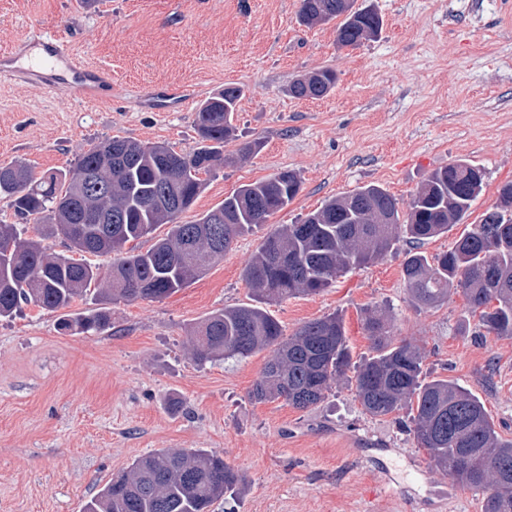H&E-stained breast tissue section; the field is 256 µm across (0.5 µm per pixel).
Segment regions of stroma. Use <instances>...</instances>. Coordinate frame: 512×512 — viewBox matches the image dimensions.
<instances>
[{
    "label": "stroma",
    "instance_id": "stroma-1",
    "mask_svg": "<svg viewBox=\"0 0 512 512\" xmlns=\"http://www.w3.org/2000/svg\"><path fill=\"white\" fill-rule=\"evenodd\" d=\"M356 4L383 28L350 49L337 45L335 23L300 25V0H0V53L41 30L112 71V98L98 103L0 76V162L65 169L109 137L189 150L199 104L233 84L243 90L237 137L181 222L280 170L302 181L288 207L187 287L113 302L111 331L69 335L32 306L0 320V512H82L113 474L159 448H211L246 476L213 512H483L485 492L454 483L417 448L409 411L367 414L352 376L301 410L251 399L265 354L200 366L187 351L208 313L248 303L242 270L278 225L369 184L408 212L434 169L466 160L485 179L460 224L418 246L400 236L379 262L268 310L288 336L341 314L356 362L371 347L366 314L384 312L428 376L478 395L512 439V337L478 335L456 290L417 306L402 277L409 251H447L512 181V0ZM325 68L336 73L327 96L289 94ZM254 138L262 150L236 161Z\"/></svg>",
    "mask_w": 512,
    "mask_h": 512
}]
</instances>
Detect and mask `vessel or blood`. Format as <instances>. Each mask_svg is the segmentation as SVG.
<instances>
[{"label":"vessel or blood","mask_w":512,"mask_h":512,"mask_svg":"<svg viewBox=\"0 0 512 512\" xmlns=\"http://www.w3.org/2000/svg\"><path fill=\"white\" fill-rule=\"evenodd\" d=\"M0 72L23 83L49 89L65 87L84 102L112 96V76L103 69L78 65L57 36L35 34L29 43L0 57Z\"/></svg>","instance_id":"1"}]
</instances>
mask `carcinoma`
<instances>
[{"instance_id":"obj_1","label":"carcinoma","mask_w":512,"mask_h":512,"mask_svg":"<svg viewBox=\"0 0 512 512\" xmlns=\"http://www.w3.org/2000/svg\"><path fill=\"white\" fill-rule=\"evenodd\" d=\"M341 19L336 41L355 48L382 28L378 13L352 8V0H301L299 21L307 27ZM336 74L322 69L296 80V98L319 99L335 86ZM243 96L235 85L206 98L196 115V147L178 153L164 143L105 139L78 156L72 167L47 171L39 179L22 161L0 164V196L14 215L43 226L41 235L71 227V252L57 255L25 229L0 221V319L24 305L63 311L59 327L88 333L112 328L108 304L163 299L187 286L224 257L233 240L283 210L301 180L293 170L244 184L198 219L179 217L224 164V141L235 135L234 112ZM481 168L467 161L431 173L405 216L390 193L367 185L328 199L295 224L270 233L243 270L252 303L213 311L189 336L188 351L199 365L247 358L269 351L250 391L257 403L278 399L297 409L320 403L346 372H354L355 395L364 411L380 417L408 406L413 436L430 462L462 487L485 490L484 512H512V440L494 428L483 401L447 379L423 378L422 356L410 342L391 336L387 318L372 313L365 330L373 354L351 365L343 318L333 314L306 322L292 336L264 308L300 294H316L352 267L369 265L390 252L404 232L415 243L448 232L460 223L483 189ZM512 182L499 202L448 251L429 257L409 252L403 280L421 307L448 299L452 286L467 299L468 314L497 336L512 337ZM171 225L166 237L142 251L133 242ZM219 230L222 253H212ZM110 255L106 277L86 255ZM99 307L71 312L75 299ZM245 481L224 458L208 448H161L138 457L112 476L83 512H209L226 493Z\"/></svg>"}]
</instances>
